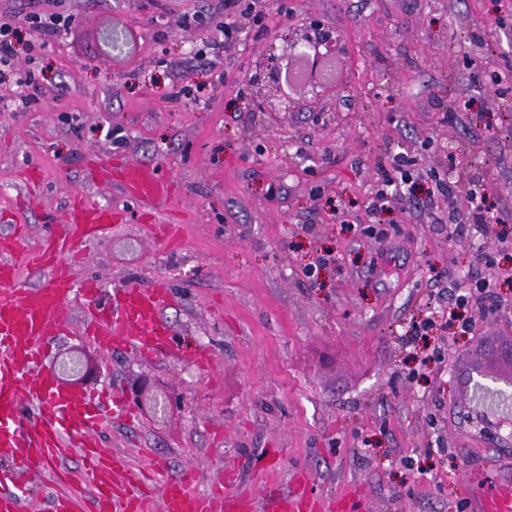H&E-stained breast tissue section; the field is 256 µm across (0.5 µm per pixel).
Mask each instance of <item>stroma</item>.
I'll return each instance as SVG.
<instances>
[{"label":"stroma","mask_w":512,"mask_h":512,"mask_svg":"<svg viewBox=\"0 0 512 512\" xmlns=\"http://www.w3.org/2000/svg\"><path fill=\"white\" fill-rule=\"evenodd\" d=\"M22 29L20 58L39 88L22 104L0 84V233L39 242L72 194L132 213L86 248L78 277L105 289L165 281L175 336L154 359L105 353L77 334L50 356L84 349L92 389L126 398L138 378L181 408L164 424L131 409L103 447L141 465L154 449L170 472L203 483L232 471L234 491L264 495L303 477L318 498L355 492L369 512H476L465 469L512 462V408L471 402L467 375L512 347V8L506 0H239L223 53L208 46L224 0H0ZM64 24L51 37L39 20ZM339 39L334 81L290 112L250 103V68L274 36ZM121 54L103 51L106 27ZM197 85L173 98L174 86ZM129 159L169 179L156 221L179 224L168 246L119 186L86 178L90 154ZM412 162L414 199L371 214L393 156ZM491 176L499 221L448 244L436 182ZM489 248L494 259L477 257ZM335 255L315 278L305 269ZM490 282L484 316L461 335L459 291ZM436 326L420 331L427 319ZM206 350L212 371L191 351Z\"/></svg>","instance_id":"35a3bbf8"}]
</instances>
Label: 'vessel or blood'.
I'll return each instance as SVG.
<instances>
[{"label": "vessel or blood", "mask_w": 512, "mask_h": 512, "mask_svg": "<svg viewBox=\"0 0 512 512\" xmlns=\"http://www.w3.org/2000/svg\"><path fill=\"white\" fill-rule=\"evenodd\" d=\"M119 176L120 188L139 204L153 208L172 199L170 180L154 168L129 162ZM116 217L112 208L75 196L38 247H24L28 230L22 224L0 236V459L19 458L27 467L38 468L80 452L85 466L79 482L93 491V512H331L330 503L304 491L274 490L257 502L229 493L220 483L201 492L194 472L170 474L160 459L148 472L133 467L124 457L98 447L95 439L108 418L125 416L120 401L59 391L42 373L48 344L69 331L63 312L74 303L81 306L83 335L106 350L123 341L141 358L150 359L174 334L163 316L170 300L166 286L127 284L104 304L99 285L74 274L85 246L108 233ZM25 267L45 273L43 287L21 283L19 272ZM23 398L39 406L37 419L21 415ZM30 501L28 488L10 472L0 471V512H24ZM476 509L512 512V483L478 496Z\"/></svg>", "instance_id": "vessel-or-blood-1"}]
</instances>
